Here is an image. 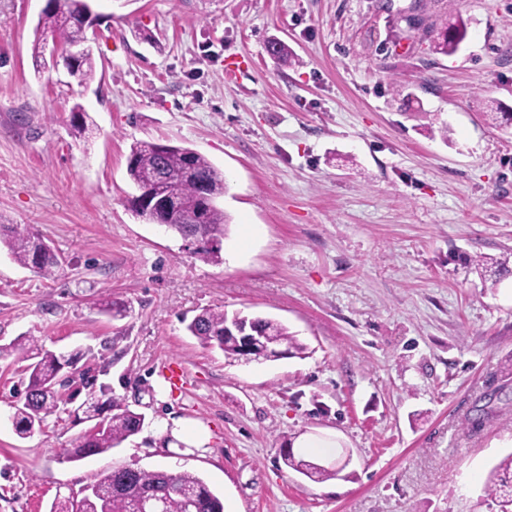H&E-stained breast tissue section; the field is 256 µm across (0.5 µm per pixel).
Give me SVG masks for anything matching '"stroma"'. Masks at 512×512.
Listing matches in <instances>:
<instances>
[{
	"label": "stroma",
	"mask_w": 512,
	"mask_h": 512,
	"mask_svg": "<svg viewBox=\"0 0 512 512\" xmlns=\"http://www.w3.org/2000/svg\"><path fill=\"white\" fill-rule=\"evenodd\" d=\"M86 2L81 85L62 53L36 67L46 0H0V224L65 259L44 278L0 253V345L82 349L64 395L104 387L146 419L69 461L88 422L60 412L19 438L27 378L0 359V512H49L122 467L195 473L225 512H489L486 479L512 453V275L472 260H512V125L486 115L491 100L512 113V0L429 5L467 24L450 55L408 27L415 0ZM77 105L95 122L81 142ZM137 141L191 148L225 178L219 257L133 213ZM107 299L130 314H103ZM216 307L275 318L308 350L228 360L185 329ZM170 417L204 450L168 452ZM299 435L331 442L306 459L349 455L340 476L287 468Z\"/></svg>",
	"instance_id": "35a3bbf8"
}]
</instances>
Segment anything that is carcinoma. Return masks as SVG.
Instances as JSON below:
<instances>
[{
	"label": "carcinoma",
	"instance_id": "obj_1",
	"mask_svg": "<svg viewBox=\"0 0 512 512\" xmlns=\"http://www.w3.org/2000/svg\"><path fill=\"white\" fill-rule=\"evenodd\" d=\"M86 0H61L58 9L47 8L40 17L33 41V55H44L47 40L55 44L75 45L85 41L87 23ZM418 24L427 32H435L432 40L435 52L447 54L465 36L463 22L442 31L434 24L425 23L423 15H416ZM94 61L89 52L69 62L71 76L85 83L94 76ZM89 114L80 106L73 108L70 133L82 137L88 129ZM161 172L170 188L173 203L167 211L138 210L136 214L185 237L189 234L205 244L204 251L218 255L228 231L230 217L215 204L224 194L225 180L213 164L202 154L183 146L160 145L140 141L130 148L127 174L135 186H141L144 176ZM6 249L18 265L33 270L45 278H54L63 271L61 255L35 235L27 226L0 224V249ZM232 323L248 331H255L266 339V347L256 359L266 360L268 355L280 353L286 356L303 355L307 347L284 324L267 317L247 315L241 312L228 314L222 309H204L186 325L187 331L208 348H217L225 358L236 360L240 351L235 336L224 335V325ZM12 356L26 363L28 374L22 406L13 416L15 430L25 438L41 428L45 418L59 411L56 386L60 384V372L83 357L80 352L68 355L46 351L33 338L21 335L0 347V357ZM84 420L92 426L78 437L67 450V459L78 461L99 455L119 447L137 434L144 419L142 414L107 396V389L100 395L89 397L81 405ZM283 462L313 481L337 476L349 463V459L336 461V469H328L318 463L283 452ZM170 486L177 492L167 497V512H183L184 495H190L194 512H224V503L198 475L189 472L165 470L115 468L99 476L91 485L77 493L56 497L49 512H137L139 497L147 490L164 491ZM485 502L491 512H512V454L504 457L490 472L484 487Z\"/></svg>",
	"mask_w": 512,
	"mask_h": 512
}]
</instances>
